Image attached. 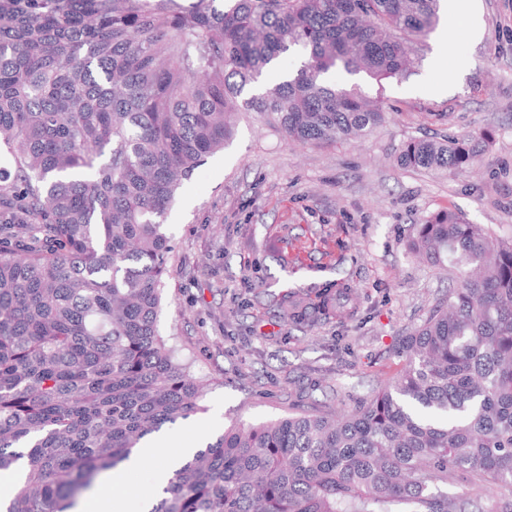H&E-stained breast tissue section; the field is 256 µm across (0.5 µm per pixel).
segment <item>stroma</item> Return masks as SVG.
I'll list each match as a JSON object with an SVG mask.
<instances>
[{"label":"stroma","mask_w":512,"mask_h":512,"mask_svg":"<svg viewBox=\"0 0 512 512\" xmlns=\"http://www.w3.org/2000/svg\"><path fill=\"white\" fill-rule=\"evenodd\" d=\"M482 34L437 28L406 79L365 82L387 122L333 146L288 142L253 113L183 181L164 218L170 239L157 332L201 384L200 411L176 443L129 472L126 497L149 493L165 461L199 440L324 408L354 410L403 367L401 336L448 293L453 272L409 249L438 210L512 235V0H480ZM487 133L470 170L398 161L413 138ZM337 299L326 318L293 322L295 303Z\"/></svg>","instance_id":"stroma-1"}]
</instances>
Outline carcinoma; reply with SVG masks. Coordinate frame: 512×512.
Instances as JSON below:
<instances>
[{
	"instance_id": "1",
	"label": "carcinoma",
	"mask_w": 512,
	"mask_h": 512,
	"mask_svg": "<svg viewBox=\"0 0 512 512\" xmlns=\"http://www.w3.org/2000/svg\"><path fill=\"white\" fill-rule=\"evenodd\" d=\"M0 0L3 512H71L140 442L199 409L157 339L181 183L255 112L305 145L370 135L360 78L402 80L441 0ZM296 74L265 83L288 52ZM480 134L411 139L409 168L466 171ZM411 248L455 272L354 410L234 424L151 512H480L450 479L512 490V238L437 211Z\"/></svg>"
}]
</instances>
